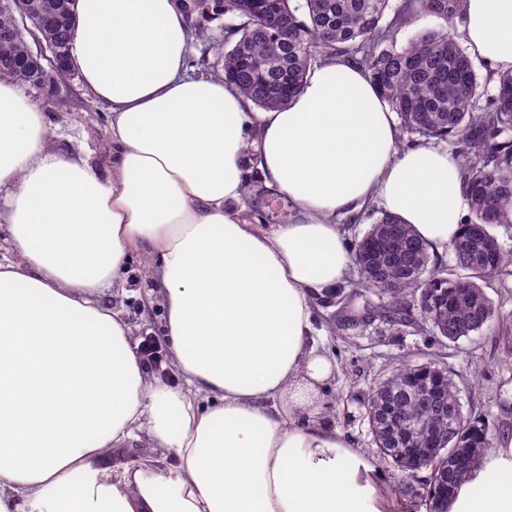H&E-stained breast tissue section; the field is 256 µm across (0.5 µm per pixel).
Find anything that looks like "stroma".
<instances>
[{"label": "stroma", "instance_id": "stroma-1", "mask_svg": "<svg viewBox=\"0 0 512 512\" xmlns=\"http://www.w3.org/2000/svg\"><path fill=\"white\" fill-rule=\"evenodd\" d=\"M25 91L41 104L54 149L89 159L99 171H108L110 113L107 105L85 91L77 76L59 81L50 94L31 85ZM357 277V272H349L341 296L313 301L316 341L331 358L334 372L319 386L316 407L304 410V417L326 419L359 449L374 451L365 397L400 361H419L435 353L460 376L465 414L485 422L492 434L512 431V273L493 281L487 290L497 309V326L446 345L412 327L397 328L379 320L369 326L361 323L363 314L383 309L389 298L375 289L352 288ZM158 292L152 264L140 255L132 256L122 278L102 292L133 326V343L152 335L161 346L169 344L162 328L163 312L156 306Z\"/></svg>", "mask_w": 512, "mask_h": 512}]
</instances>
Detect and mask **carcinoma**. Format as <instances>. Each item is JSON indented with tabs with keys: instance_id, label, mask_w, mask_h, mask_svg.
I'll return each mask as SVG.
<instances>
[{
	"instance_id": "cac0c4a2",
	"label": "carcinoma",
	"mask_w": 512,
	"mask_h": 512,
	"mask_svg": "<svg viewBox=\"0 0 512 512\" xmlns=\"http://www.w3.org/2000/svg\"><path fill=\"white\" fill-rule=\"evenodd\" d=\"M47 39L68 57L76 0H34ZM200 0L192 16L224 15V82L261 109L282 107L299 92L309 69L329 59L359 65L410 133L452 140L466 159L464 192L468 215L450 244L453 268L429 266V246L410 226L382 214L355 246L369 285L389 295L383 310L368 314L392 326L428 328L439 340L456 342L490 328L496 308L486 292L512 267V252L495 240L490 227L512 224V71L494 78L495 93L485 97L474 62L447 30L423 28L404 46L398 33L421 16L451 24L463 16L464 0ZM0 64L12 78L46 86L48 68L29 57L28 31L0 0ZM457 374L435 359L401 364L371 391L366 412L383 459L411 476L410 463L426 462L430 477L421 502L440 509L492 445L486 424L456 419L461 406ZM438 398H425L428 389ZM436 448L456 449L458 462Z\"/></svg>"
}]
</instances>
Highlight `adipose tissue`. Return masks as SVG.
I'll use <instances>...</instances> for the list:
<instances>
[{"mask_svg": "<svg viewBox=\"0 0 512 512\" xmlns=\"http://www.w3.org/2000/svg\"><path fill=\"white\" fill-rule=\"evenodd\" d=\"M470 53L512 70V0H465ZM180 0H77L69 66L108 104L111 165L48 145L40 106L0 77V512H397L374 458L305 419L333 375L312 300L351 265L337 215L374 202L436 250L460 233L455 155L408 149L366 73L330 60L288 104L254 112L188 72ZM296 217L243 218L247 162ZM155 263L170 358L153 380L103 303L132 254ZM170 468L113 469L135 442ZM448 512H512V433Z\"/></svg>", "mask_w": 512, "mask_h": 512, "instance_id": "1", "label": "adipose tissue"}]
</instances>
